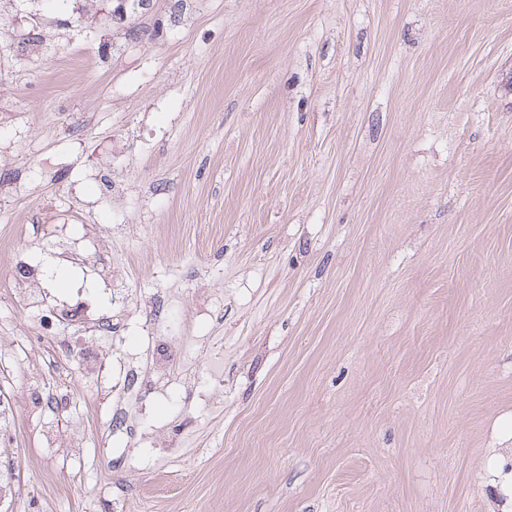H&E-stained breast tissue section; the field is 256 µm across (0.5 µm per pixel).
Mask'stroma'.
I'll return each instance as SVG.
<instances>
[{"label": "stroma", "mask_w": 512, "mask_h": 512, "mask_svg": "<svg viewBox=\"0 0 512 512\" xmlns=\"http://www.w3.org/2000/svg\"><path fill=\"white\" fill-rule=\"evenodd\" d=\"M0 0V239L60 300L179 291L222 407L145 394L184 453L124 450L48 343L0 512H498L512 459V0ZM98 12L96 23L84 21ZM48 224L67 225L55 242ZM132 258L127 281L94 263ZM64 275L67 288L54 284ZM22 289L0 327L34 335ZM69 390L84 415L58 427ZM80 441L72 450L71 441Z\"/></svg>", "instance_id": "35a3bbf8"}]
</instances>
